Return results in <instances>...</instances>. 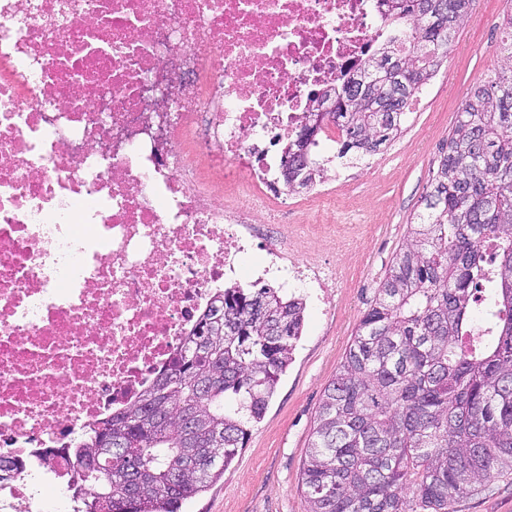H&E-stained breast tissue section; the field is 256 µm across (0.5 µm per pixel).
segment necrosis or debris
Wrapping results in <instances>:
<instances>
[{
	"label": "necrosis or debris",
	"instance_id": "1",
	"mask_svg": "<svg viewBox=\"0 0 512 512\" xmlns=\"http://www.w3.org/2000/svg\"><path fill=\"white\" fill-rule=\"evenodd\" d=\"M385 0H0V512H69L40 454L132 406L254 220L277 140L389 32ZM327 307L347 278L286 240L250 277Z\"/></svg>",
	"mask_w": 512,
	"mask_h": 512
}]
</instances>
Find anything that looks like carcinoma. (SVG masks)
Masks as SVG:
<instances>
[{"instance_id":"obj_1","label":"carcinoma","mask_w":512,"mask_h":512,"mask_svg":"<svg viewBox=\"0 0 512 512\" xmlns=\"http://www.w3.org/2000/svg\"><path fill=\"white\" fill-rule=\"evenodd\" d=\"M387 0L397 33L340 81L327 113L348 164L402 132L414 98L448 58L472 0ZM507 64L476 88L433 171L423 211L387 266L324 389L300 487L309 512H456V498L512 475V14ZM306 301L280 288H226L133 406L90 428L70 456L73 512H181L224 476L293 361ZM224 316L218 335L201 323ZM91 448L105 476L91 488Z\"/></svg>"}]
</instances>
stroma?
<instances>
[{
  "mask_svg": "<svg viewBox=\"0 0 512 512\" xmlns=\"http://www.w3.org/2000/svg\"><path fill=\"white\" fill-rule=\"evenodd\" d=\"M512 0H473V24L458 23L448 59L410 107L402 133L380 154L381 173L363 174L340 162L326 177L350 174L352 199L366 214L361 242L348 251L322 248L318 256L347 268L336 312L308 311L294 360L282 376L266 414L223 479L188 501L183 512H308L299 480L312 440L314 416L407 228L421 211L432 167L456 124L457 112L476 86L504 64L502 20ZM458 512H512V476L492 480L478 495L460 497Z\"/></svg>",
  "mask_w": 512,
  "mask_h": 512,
  "instance_id": "stroma-1",
  "label": "stroma"
}]
</instances>
